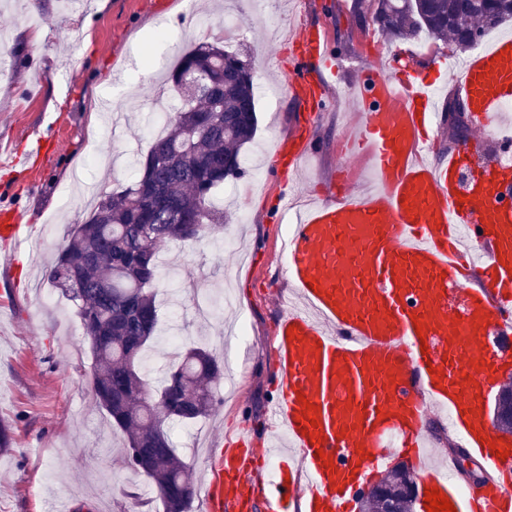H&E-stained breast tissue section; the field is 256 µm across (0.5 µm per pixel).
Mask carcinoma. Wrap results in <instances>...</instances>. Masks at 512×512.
Listing matches in <instances>:
<instances>
[{
  "label": "carcinoma",
  "instance_id": "1",
  "mask_svg": "<svg viewBox=\"0 0 512 512\" xmlns=\"http://www.w3.org/2000/svg\"><path fill=\"white\" fill-rule=\"evenodd\" d=\"M367 13L387 37L424 32L458 51L512 21V0H369L360 15ZM188 73L202 81L192 97L181 90ZM169 82L180 106L167 113L163 134L137 161L139 178L95 196L48 278L77 307L93 356V394L126 436L128 467L151 480L164 512H189L194 482L164 425L209 416L216 405L212 383L223 369L211 351L191 347L151 385L142 355L158 336L159 256L224 224L214 190L242 175L243 149L256 136L258 116L251 66L222 39L187 51ZM147 392L168 397V413L149 408ZM493 423L512 433V381L498 392ZM409 480L401 466L382 483L398 489Z\"/></svg>",
  "mask_w": 512,
  "mask_h": 512
}]
</instances>
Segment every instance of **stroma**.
Here are the masks:
<instances>
[{"mask_svg":"<svg viewBox=\"0 0 512 512\" xmlns=\"http://www.w3.org/2000/svg\"><path fill=\"white\" fill-rule=\"evenodd\" d=\"M355 0H0V147L27 159V171L0 168V205L38 217L41 239L15 252L0 249V423L13 445L0 452V512H163L152 483L127 467L124 436L112 427L91 390L92 354L77 308L48 283L46 270L89 207L76 182L112 190L138 174L156 120L154 93L207 25L227 17L246 23L237 47L255 70L258 131L245 147V174L222 186L224 226L199 241L164 250L160 315L181 345L212 350L224 363L215 386L216 410L194 425L170 422L168 431L194 482L204 472V447L252 450V479L265 482L274 465L270 444L287 448L270 419L276 394V324L299 306L285 272L282 244L287 215L281 193L296 201L333 199L356 188L351 125L359 116L348 94L367 62L439 72L456 79L463 53L436 46L425 35L391 39L374 24L359 25ZM321 29L336 58L330 105L312 112L281 90L299 51L290 34ZM125 110L123 136L113 139L102 103ZM304 147L298 175L285 172L279 143ZM433 158L464 146L468 163L498 151L490 132L471 126L457 142L435 122ZM246 322L248 334L230 328ZM135 498L121 496V489Z\"/></svg>","mask_w":512,"mask_h":512,"instance_id":"obj_1","label":"stroma"}]
</instances>
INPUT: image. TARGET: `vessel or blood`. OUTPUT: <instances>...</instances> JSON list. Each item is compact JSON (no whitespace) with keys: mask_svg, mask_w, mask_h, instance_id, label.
<instances>
[{"mask_svg":"<svg viewBox=\"0 0 512 512\" xmlns=\"http://www.w3.org/2000/svg\"><path fill=\"white\" fill-rule=\"evenodd\" d=\"M289 76L287 94L325 107L335 68L321 33L311 34ZM457 92L484 128L512 101V36L472 54ZM438 79L401 76L365 66L353 85L360 112L358 146L368 156L372 185L335 200L295 206L286 273L306 305L283 315L278 329V398L271 407L299 454L280 463L271 512L306 500L308 512H349L389 436L421 455V428L430 405L448 408L467 447L487 474L512 469L497 457L500 435L487 423V401L506 365L502 350L482 344L490 331H512V143L480 177L463 173L459 149L444 165L428 158L427 128L435 122ZM33 226L26 212L0 209V244L21 249ZM487 252L479 263L464 242ZM477 269L485 288L463 282ZM210 479L201 492L207 512H224V479L249 483L245 450L218 449L203 461ZM456 512H512V490L490 482L461 501L457 486L428 472Z\"/></svg>","mask_w":512,"mask_h":512,"instance_id":"b4317fda","label":"vessel or blood"}]
</instances>
